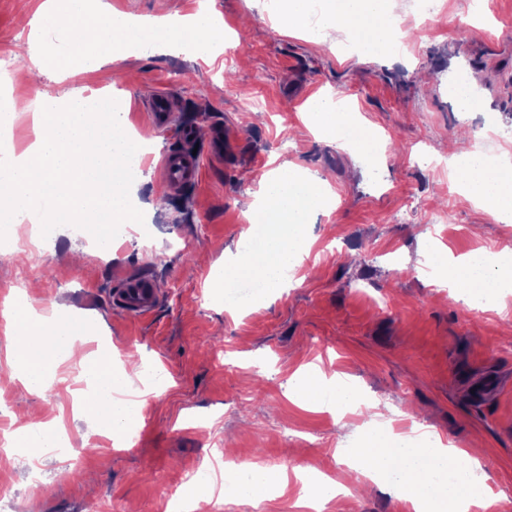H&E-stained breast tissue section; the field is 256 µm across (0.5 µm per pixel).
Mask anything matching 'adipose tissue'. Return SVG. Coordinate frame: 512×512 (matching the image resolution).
Instances as JSON below:
<instances>
[{
    "instance_id": "adipose-tissue-1",
    "label": "adipose tissue",
    "mask_w": 512,
    "mask_h": 512,
    "mask_svg": "<svg viewBox=\"0 0 512 512\" xmlns=\"http://www.w3.org/2000/svg\"><path fill=\"white\" fill-rule=\"evenodd\" d=\"M311 0H284L277 26L284 31H299L321 38L323 30L349 33L366 58L388 53L394 34L387 0H318V30L310 28ZM79 22L84 33L77 42L72 59L82 73L99 71L109 61L142 43L170 50L192 47L197 56L208 58L218 49L210 38L219 23L209 11L200 10L182 19L167 16L135 17L102 4L95 17H88L86 0H48L37 26L46 21ZM309 130L330 142L357 149H378L380 142L370 127L361 121L352 107L327 95L309 98L303 106ZM453 175L462 193L472 202L492 207L499 223L512 224V164L488 163L478 150L452 154ZM333 196L329 182L299 165L284 161L268 171L258 194L245 205L249 223L262 225L263 240L247 249L239 260L225 267V275H246L258 282V298L266 300L288 284V274L299 258L309 253L313 241L305 232V221L324 209ZM430 266L444 273L450 286L461 289L464 301L477 302L512 295V272L491 263L485 251L450 259L441 248H431ZM13 325L19 326L25 339L8 355L6 377L19 380L30 392L45 390L49 369L65 361L77 360L83 374L95 388L83 410L85 422L94 429L113 434L124 433L140 417V404L126 393L134 385L139 371L136 365L114 371L108 366L109 354L99 350L87 358L75 347L86 335L87 327L76 318L47 321L35 315L27 301L7 309ZM294 398L314 406H344L353 398L347 383L327 378L320 368L297 370L288 384ZM360 461L351 470L373 482L401 489L413 512H491L495 500L479 482L477 461L468 448H442L424 437L409 444L384 428H372L358 452ZM301 483L297 507L308 512L323 508L349 495L347 480H334L317 469L296 471ZM286 481L282 472L254 465L243 478L225 486V496L259 502L278 490Z\"/></svg>"
}]
</instances>
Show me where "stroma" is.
<instances>
[{"label": "stroma", "instance_id": "1", "mask_svg": "<svg viewBox=\"0 0 512 512\" xmlns=\"http://www.w3.org/2000/svg\"><path fill=\"white\" fill-rule=\"evenodd\" d=\"M135 16H185L212 10L232 39L230 56L205 61L189 51H141L81 75L65 63L72 29L32 31L44 0H0V96L16 112L13 148L34 137L37 91L111 92L149 148L139 202L155 205L135 234L96 252L71 226L53 229L41 248L0 251V310L30 284L29 302L52 316L56 306L94 325L113 358H136L160 384L142 387L135 439L116 450L90 429L74 403L85 379L77 363L64 382L27 393L0 377V428L22 426V403L59 419L72 448L37 459L13 448L0 455V491L12 512L37 499L41 512H177L185 485L216 480L225 453L269 465L303 446L293 464L344 473L341 451L356 448L366 423L393 417L456 448L482 449L480 472L494 512H512V296L468 307L424 270L430 246L459 257L475 249L512 248V224L471 202L439 152L461 140L492 159L512 156V0H443L429 29L412 18L413 0H389L404 45L376 60L342 51L343 35L326 42L278 29L265 0H108ZM50 56L43 69L16 64L17 53ZM465 73L480 107L460 111L448 93ZM160 93L175 103L173 125L154 128L147 102ZM326 93L350 103L381 133L379 162L317 138L301 106ZM223 127L228 147L209 156L210 140L180 139L183 127ZM197 151L199 183L170 192L159 162L166 149ZM326 177L334 208L311 226L315 246L280 295L242 310L224 306L217 278L226 255L244 245L241 202L257 193L271 158ZM144 276L158 305L146 317L114 306L120 281ZM349 378L362 402L345 415L289 398L300 367ZM299 486L252 504L212 496L205 512H297ZM327 512H411L393 489L370 484Z\"/></svg>", "mask_w": 512, "mask_h": 512}]
</instances>
